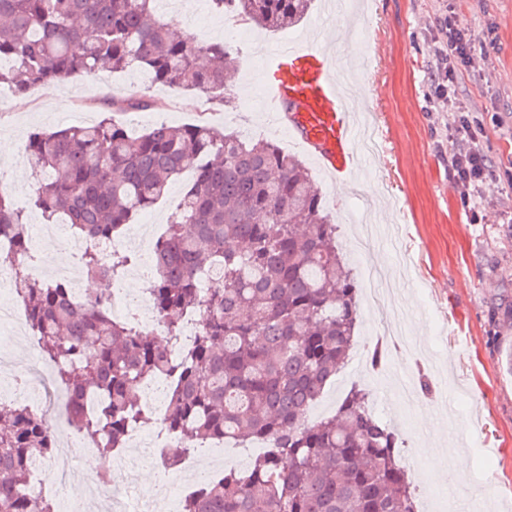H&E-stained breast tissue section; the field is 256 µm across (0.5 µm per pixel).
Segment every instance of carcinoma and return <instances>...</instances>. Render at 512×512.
<instances>
[{"instance_id":"cac0c4a2","label":"carcinoma","mask_w":512,"mask_h":512,"mask_svg":"<svg viewBox=\"0 0 512 512\" xmlns=\"http://www.w3.org/2000/svg\"><path fill=\"white\" fill-rule=\"evenodd\" d=\"M245 25L288 29L312 0H210ZM237 49L228 42L175 35L155 0H0V85L24 95L36 86L102 72L147 70L155 82L224 100ZM132 94L103 111L146 110ZM36 178L32 211L92 242L84 271L107 283L135 257L103 253L161 201L182 170L194 172L179 210L154 246L148 288L158 336L112 314L101 292L79 304L68 284L31 280L27 212L0 188V232L42 357L66 396V419L102 452L126 447L150 420L144 384L169 379L162 426L182 439L161 452L178 467L209 440L260 439L270 448L241 469L196 485L181 512H418L401 465L399 435L351 390L331 418L309 409L347 362L359 324L358 288L337 245V225L305 163L272 142L206 125L161 124L133 136L107 115L87 126L34 131L23 145ZM220 271L223 284L203 289ZM199 317L192 343L183 321ZM57 448L54 432L26 405L0 402V512H59L28 494V470Z\"/></svg>"}]
</instances>
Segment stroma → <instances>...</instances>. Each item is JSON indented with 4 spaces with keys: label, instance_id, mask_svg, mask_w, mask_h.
I'll return each instance as SVG.
<instances>
[{
    "label": "stroma",
    "instance_id": "35a3bbf8",
    "mask_svg": "<svg viewBox=\"0 0 512 512\" xmlns=\"http://www.w3.org/2000/svg\"><path fill=\"white\" fill-rule=\"evenodd\" d=\"M193 2L159 15L166 22L180 17L183 33L236 43L229 105L156 84L141 71L101 73L11 96L0 105V135L20 145L34 130L90 125L103 99L139 91L164 107L114 113L131 132L160 123L207 124L300 157L301 146L261 111L270 48L304 41L313 31L319 46L354 45L358 57L370 61L371 103L387 154L384 162L364 164L349 189L312 171L356 275L361 318L348 362L308 417L334 414L351 387L365 388L375 411L398 427L421 512H449L458 497L478 512H512V370L504 361L512 318L494 313L501 300L512 299V234L506 230L512 185L504 175L512 167V0H355L343 19L326 13V0H314L296 27L252 28L240 39L225 31L219 13L197 23ZM445 13L479 38L487 55L483 66L461 71L456 84L460 102L478 120V141L493 171L486 189L493 203L479 224L471 223L448 178L449 116L428 100L431 42ZM32 182L24 154L0 158V183L19 206H27ZM371 268L385 276L379 306L368 299ZM393 320L414 351L392 347L384 362L372 365L371 350ZM426 415L432 428L421 426ZM455 450L468 461L460 473Z\"/></svg>",
    "mask_w": 512,
    "mask_h": 512
}]
</instances>
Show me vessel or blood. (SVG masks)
<instances>
[{
    "mask_svg": "<svg viewBox=\"0 0 512 512\" xmlns=\"http://www.w3.org/2000/svg\"><path fill=\"white\" fill-rule=\"evenodd\" d=\"M267 102L279 121L334 180L357 168L359 121L332 52L314 41L272 50Z\"/></svg>",
    "mask_w": 512,
    "mask_h": 512,
    "instance_id": "vessel-or-blood-1",
    "label": "vessel or blood"
}]
</instances>
